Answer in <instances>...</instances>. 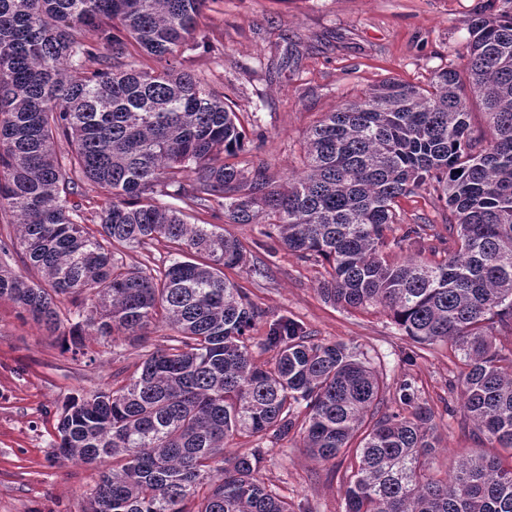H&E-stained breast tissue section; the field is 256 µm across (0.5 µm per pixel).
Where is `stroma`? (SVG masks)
<instances>
[{
  "label": "stroma",
  "instance_id": "35a3bbf8",
  "mask_svg": "<svg viewBox=\"0 0 512 512\" xmlns=\"http://www.w3.org/2000/svg\"><path fill=\"white\" fill-rule=\"evenodd\" d=\"M487 0H215L204 19L209 49L186 51L184 66L224 92L248 131L239 164L264 162L274 184L301 170L308 131L326 113L394 77L422 85L455 59L468 38L467 21ZM398 222L387 233L389 258L416 255L398 248L405 225L429 223L446 234L448 210L421 190L399 198ZM193 224L226 227L265 275L229 269L225 276L263 310L250 332L256 365L270 362L263 341L271 324L289 318L318 343H343L358 351L384 380L383 408L399 403L406 378L435 414L443 450L432 474L445 477L461 453H491L463 423L457 380L447 345L438 343L411 358L414 343L380 308L345 310L324 300L319 284L328 265L284 248L266 252L269 224H225L221 213L187 209ZM180 246L160 241L121 249L127 269L146 270L181 257ZM171 331L154 328L140 339H92L88 355H73L61 337L48 335L16 306L0 299V512H85L97 477L89 467L53 456L57 423L67 401L128 382L148 354L168 347ZM263 445L257 476L288 499L294 512H346L345 490L357 468L353 452L323 461L301 446L300 430L287 438L238 436L224 449L235 456Z\"/></svg>",
  "mask_w": 512,
  "mask_h": 512
}]
</instances>
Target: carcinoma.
<instances>
[{
    "label": "carcinoma",
    "mask_w": 512,
    "mask_h": 512,
    "mask_svg": "<svg viewBox=\"0 0 512 512\" xmlns=\"http://www.w3.org/2000/svg\"><path fill=\"white\" fill-rule=\"evenodd\" d=\"M210 2L0 0V214L40 276L0 264V298L55 333V296H72L75 355L88 336L175 332L129 382L63 408L55 457L112 459L85 512H292L255 476L264 449L227 459L224 445L288 436L301 406L304 447L323 460L362 433L346 512H512V465L495 455L426 476L441 437L412 380L397 388L407 413L381 411L380 374L291 319L265 338L272 366L255 365L249 332L263 311L224 269H262L236 238L160 202L217 205L226 224L268 219L288 250L330 265L326 301L380 306L414 343L448 345L472 435L512 451V348L496 344L512 331V0L473 14L458 61L428 87L387 79L328 113L305 137V171L283 187L262 163L224 161L245 148L234 105L182 65ZM132 48L154 65L125 63ZM475 104L486 131L471 126ZM61 139L71 153L56 152ZM84 182L103 195L97 236L70 200ZM425 185L448 208L445 258L390 261L397 199ZM427 230L409 224L397 245L421 246ZM160 239L189 257L148 272L119 264L118 248Z\"/></svg>",
    "instance_id": "cac0c4a2"
}]
</instances>
